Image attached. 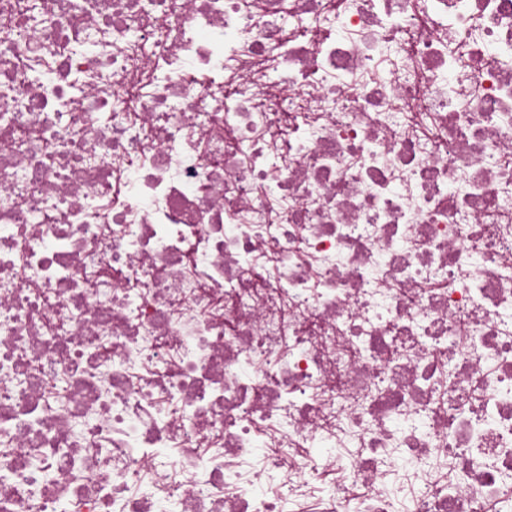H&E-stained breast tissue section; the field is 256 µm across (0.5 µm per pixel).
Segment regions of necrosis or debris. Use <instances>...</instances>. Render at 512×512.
I'll return each instance as SVG.
<instances>
[{
	"label": "necrosis or debris",
	"instance_id": "obj_1",
	"mask_svg": "<svg viewBox=\"0 0 512 512\" xmlns=\"http://www.w3.org/2000/svg\"><path fill=\"white\" fill-rule=\"evenodd\" d=\"M490 507L512 0H0V512Z\"/></svg>",
	"mask_w": 512,
	"mask_h": 512
}]
</instances>
